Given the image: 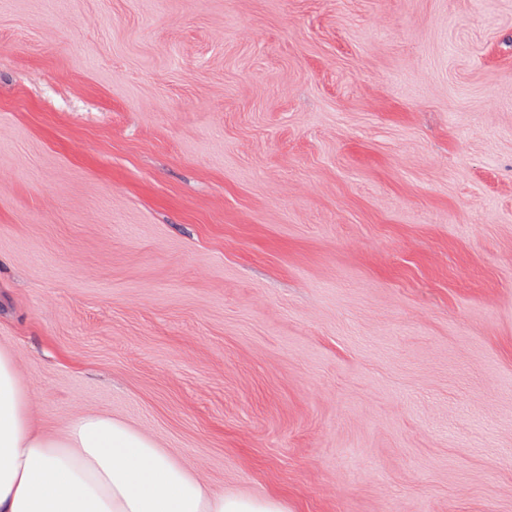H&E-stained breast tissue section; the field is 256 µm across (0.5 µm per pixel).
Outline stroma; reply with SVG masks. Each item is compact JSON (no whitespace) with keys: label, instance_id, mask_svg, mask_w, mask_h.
I'll return each instance as SVG.
<instances>
[{"label":"stroma","instance_id":"obj_1","mask_svg":"<svg viewBox=\"0 0 512 512\" xmlns=\"http://www.w3.org/2000/svg\"><path fill=\"white\" fill-rule=\"evenodd\" d=\"M0 349L289 512H512V0H0Z\"/></svg>","mask_w":512,"mask_h":512}]
</instances>
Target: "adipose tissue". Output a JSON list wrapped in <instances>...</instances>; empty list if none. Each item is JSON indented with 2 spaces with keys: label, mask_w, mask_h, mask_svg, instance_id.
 Returning <instances> with one entry per match:
<instances>
[{
  "label": "adipose tissue",
  "mask_w": 512,
  "mask_h": 512,
  "mask_svg": "<svg viewBox=\"0 0 512 512\" xmlns=\"http://www.w3.org/2000/svg\"><path fill=\"white\" fill-rule=\"evenodd\" d=\"M0 512H288L276 495L221 494L169 449L102 412L33 429L10 351L0 350Z\"/></svg>",
  "instance_id": "adipose-tissue-1"
}]
</instances>
